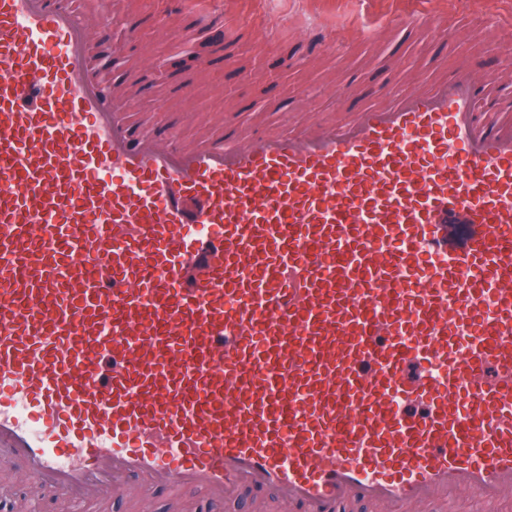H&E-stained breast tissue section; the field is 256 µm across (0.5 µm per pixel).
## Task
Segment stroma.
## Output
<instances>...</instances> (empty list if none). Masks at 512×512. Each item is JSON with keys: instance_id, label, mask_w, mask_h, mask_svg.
I'll return each instance as SVG.
<instances>
[{"instance_id": "35a3bbf8", "label": "stroma", "mask_w": 512, "mask_h": 512, "mask_svg": "<svg viewBox=\"0 0 512 512\" xmlns=\"http://www.w3.org/2000/svg\"><path fill=\"white\" fill-rule=\"evenodd\" d=\"M166 0H67L79 12H99L112 19L141 21L139 42L129 43L112 30L100 28L103 45L120 51L121 66L114 78L125 84L139 82L138 65L145 51L180 56L191 43L208 34L203 17L221 21L230 44L215 49L205 73L192 76L190 98H183L173 79L154 84L140 96L131 112L134 120L157 113L159 122L188 112L234 119L243 132L279 127L294 130L304 113L328 116L339 111L341 101L333 87L369 85L383 81L387 96L418 76L432 82L461 59L478 57L490 73L501 72L506 51L503 37L512 33V0H183L177 18L183 33L169 39L154 28V17ZM425 12L445 19L453 38V55H441L424 27L410 30L385 28L388 13ZM321 24L337 30L323 51L306 56L295 37L296 27ZM373 27L371 39L350 37L353 25ZM232 55L238 68L253 70L252 79L232 78L223 58ZM294 57L290 67L282 58ZM13 502L21 512H97L94 504L65 501L51 489L36 488L33 480L20 479L0 489V503Z\"/></svg>"}]
</instances>
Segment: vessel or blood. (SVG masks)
I'll list each match as a JSON object with an SVG mask.
<instances>
[{
  "instance_id": "vessel-or-blood-1",
  "label": "vessel or blood",
  "mask_w": 512,
  "mask_h": 512,
  "mask_svg": "<svg viewBox=\"0 0 512 512\" xmlns=\"http://www.w3.org/2000/svg\"><path fill=\"white\" fill-rule=\"evenodd\" d=\"M0 0V459L65 500H512V102L477 64L187 144Z\"/></svg>"
}]
</instances>
